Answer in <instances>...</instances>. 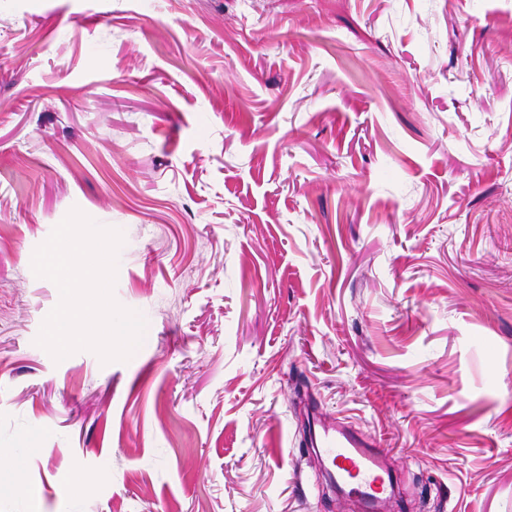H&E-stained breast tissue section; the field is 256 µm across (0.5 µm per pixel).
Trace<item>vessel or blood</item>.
I'll list each match as a JSON object with an SVG mask.
<instances>
[{"instance_id": "b4317fda", "label": "vessel or blood", "mask_w": 512, "mask_h": 512, "mask_svg": "<svg viewBox=\"0 0 512 512\" xmlns=\"http://www.w3.org/2000/svg\"><path fill=\"white\" fill-rule=\"evenodd\" d=\"M307 434L311 447L321 449L350 495L358 497L362 512H375L378 500L389 497L392 475L387 468L389 449L346 422L312 418Z\"/></svg>"}]
</instances>
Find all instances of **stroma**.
<instances>
[{"label":"stroma","mask_w":512,"mask_h":512,"mask_svg":"<svg viewBox=\"0 0 512 512\" xmlns=\"http://www.w3.org/2000/svg\"><path fill=\"white\" fill-rule=\"evenodd\" d=\"M124 237L139 351L54 362L35 248ZM512 512V0H0V462L35 512ZM308 424L307 443L322 449L336 475L347 483V493L357 496L364 505L360 511H376L377 501L388 498L393 488L392 475L386 465L391 451L380 448L375 439L350 423L335 424V421L312 417ZM26 442L21 441L18 445V451L15 452L12 461L8 465L1 462L0 466V486L4 484H14L15 493L8 505L9 512H33V503L36 492L32 487L17 484L19 473L24 464V456L30 449Z\"/></svg>","instance_id":"35a3bbf8"}]
</instances>
